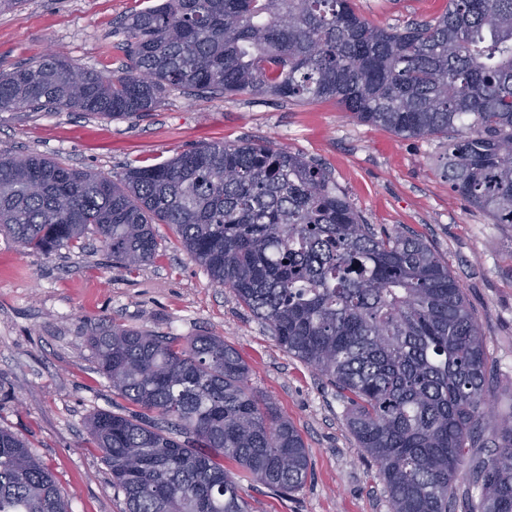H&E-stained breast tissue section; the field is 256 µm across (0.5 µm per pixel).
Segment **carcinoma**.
<instances>
[{
    "label": "carcinoma",
    "instance_id": "cac0c4a2",
    "mask_svg": "<svg viewBox=\"0 0 512 512\" xmlns=\"http://www.w3.org/2000/svg\"><path fill=\"white\" fill-rule=\"evenodd\" d=\"M121 28L118 75L63 52L0 74V110L120 118L170 89L334 99L399 136L448 140L445 177L496 224H512V0H449L402 29L370 25L352 0H161ZM172 226L211 281L316 370L383 481L389 512H512V409L494 453L468 455L493 411L477 321L435 250L404 227L365 222L324 164L271 144L212 142L118 179L32 154L0 156V232L49 256L93 231L127 267ZM88 345L112 394L136 410L88 421L127 512H252L241 481L299 490L302 437L249 386L224 337L100 324ZM139 467L128 468L131 458ZM240 473L224 469V460ZM0 512H70L53 472L0 428Z\"/></svg>",
    "mask_w": 512,
    "mask_h": 512
}]
</instances>
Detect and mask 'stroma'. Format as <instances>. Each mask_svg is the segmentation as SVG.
I'll return each mask as SVG.
<instances>
[{
  "label": "stroma",
  "mask_w": 512,
  "mask_h": 512,
  "mask_svg": "<svg viewBox=\"0 0 512 512\" xmlns=\"http://www.w3.org/2000/svg\"><path fill=\"white\" fill-rule=\"evenodd\" d=\"M154 0H23L0 12V71L63 50L107 75L126 62L121 18ZM448 0H354L382 28L443 14ZM269 142L326 164L367 223L403 224L431 244L461 284L483 336L492 399L512 409V225L495 224L453 191L443 173L446 142L405 138L346 116L332 100L165 94L145 115L107 119L82 112L0 110V152H25L117 176L204 142ZM153 262L113 263L94 234L45 256L0 236V428L29 444L56 475L71 512H126L88 418L128 413L98 372L88 346L104 321L187 337L223 335L249 368V384L301 434L309 473L296 492L243 485L253 512H388L377 468L346 423L335 388L286 353L269 328L190 259L174 230L155 227Z\"/></svg>",
  "instance_id": "stroma-1"
}]
</instances>
